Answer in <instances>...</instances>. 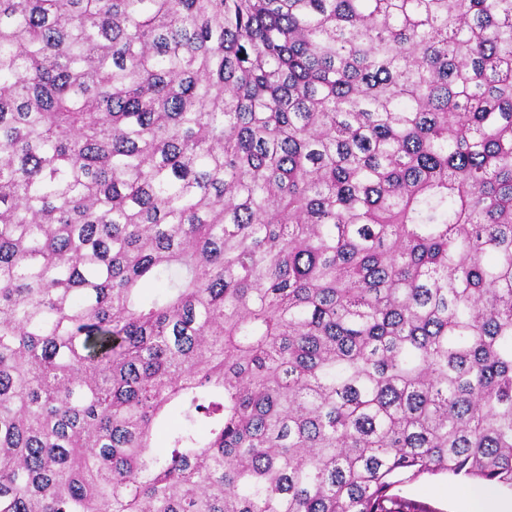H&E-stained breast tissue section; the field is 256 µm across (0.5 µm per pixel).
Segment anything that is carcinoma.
<instances>
[{
	"label": "carcinoma",
	"mask_w": 512,
	"mask_h": 512,
	"mask_svg": "<svg viewBox=\"0 0 512 512\" xmlns=\"http://www.w3.org/2000/svg\"><path fill=\"white\" fill-rule=\"evenodd\" d=\"M436 474L512 489V0H0V512Z\"/></svg>",
	"instance_id": "1"
}]
</instances>
